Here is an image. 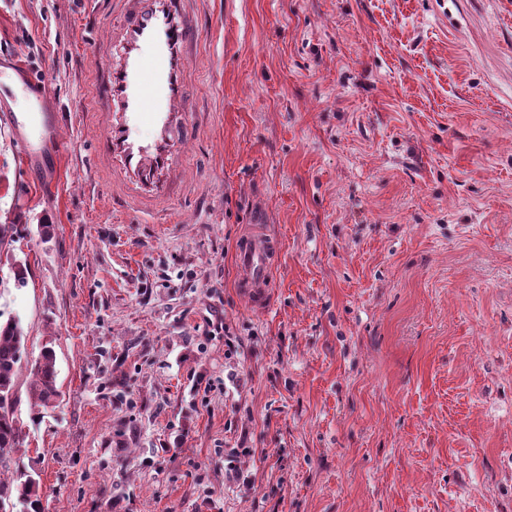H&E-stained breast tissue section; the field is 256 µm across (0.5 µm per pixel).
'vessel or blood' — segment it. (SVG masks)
Masks as SVG:
<instances>
[{
    "mask_svg": "<svg viewBox=\"0 0 512 512\" xmlns=\"http://www.w3.org/2000/svg\"><path fill=\"white\" fill-rule=\"evenodd\" d=\"M115 2L122 21L112 29L111 50L90 47L100 66L97 90L105 115V156L116 162L108 179L134 191L138 211L156 214L165 193L149 183L171 167L179 151L170 135L171 118L182 111L187 97V54L199 33L186 10L189 0ZM8 122L14 128L27 126L28 134L18 137L17 146L30 159L39 156L43 143L57 138L54 113L39 104L25 117L9 115ZM143 126L153 130L146 144L136 137ZM274 262V243L263 237L250 238L236 254L238 285L255 307L266 304Z\"/></svg>",
    "mask_w": 512,
    "mask_h": 512,
    "instance_id": "obj_1",
    "label": "vessel or blood"
}]
</instances>
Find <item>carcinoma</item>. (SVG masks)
<instances>
[{"label": "carcinoma", "mask_w": 512, "mask_h": 512, "mask_svg": "<svg viewBox=\"0 0 512 512\" xmlns=\"http://www.w3.org/2000/svg\"><path fill=\"white\" fill-rule=\"evenodd\" d=\"M25 337L18 323L0 322V501L21 505L26 510L38 509L39 483L31 474H21L11 479L2 475L9 469L10 453L22 440V429L15 416L12 396L22 370L21 360ZM55 352L45 345L30 368V392L34 407L44 411L55 407L59 397L56 382Z\"/></svg>", "instance_id": "cac0c4a2"}]
</instances>
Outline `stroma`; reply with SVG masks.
<instances>
[{
    "label": "stroma",
    "instance_id": "1",
    "mask_svg": "<svg viewBox=\"0 0 512 512\" xmlns=\"http://www.w3.org/2000/svg\"><path fill=\"white\" fill-rule=\"evenodd\" d=\"M190 17L157 223L97 169L110 0H0V61L46 80L67 146L33 169L0 83V318L25 336L10 475L41 512H512V0ZM257 231L277 244L265 310L236 285ZM47 344L61 396L39 413ZM55 352L51 346L44 345L40 355L30 368V392L34 399V408L47 411L55 407L59 397L56 382Z\"/></svg>",
    "mask_w": 512,
    "mask_h": 512
}]
</instances>
